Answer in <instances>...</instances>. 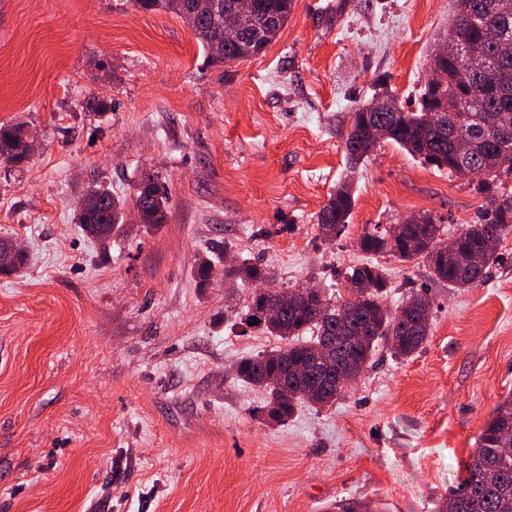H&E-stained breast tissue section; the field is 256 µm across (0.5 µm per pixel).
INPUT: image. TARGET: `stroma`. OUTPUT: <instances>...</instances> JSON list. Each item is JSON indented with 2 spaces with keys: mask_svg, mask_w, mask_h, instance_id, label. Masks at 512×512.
Instances as JSON below:
<instances>
[{
  "mask_svg": "<svg viewBox=\"0 0 512 512\" xmlns=\"http://www.w3.org/2000/svg\"><path fill=\"white\" fill-rule=\"evenodd\" d=\"M454 10L293 0L261 54L214 65L185 20L132 0H0V126L35 141L0 165V239L27 254L0 276V512H442L512 393V236L471 288L369 256L374 227L430 212L447 240L489 203L388 141L349 171L343 143L377 95L417 108ZM147 172L163 223L129 208L112 239L81 232L90 187L130 199ZM344 176L356 202L330 244L317 215ZM229 259L343 297L346 270L373 261L389 307L429 287L431 336L408 360L379 346L335 405L267 425L235 366L276 340L235 327L249 292L225 294ZM2 131L4 134H10L13 137H18L26 133L21 125H14L11 127L0 126V134ZM32 148L33 138L31 135L25 134L16 143H13L11 147L7 149H4L3 147L2 153H0V161L5 165L21 163L31 156Z\"/></svg>",
  "mask_w": 512,
  "mask_h": 512,
  "instance_id": "1",
  "label": "stroma"
}]
</instances>
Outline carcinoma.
Segmentation results:
<instances>
[{"instance_id":"carcinoma-1","label":"carcinoma","mask_w":512,"mask_h":512,"mask_svg":"<svg viewBox=\"0 0 512 512\" xmlns=\"http://www.w3.org/2000/svg\"><path fill=\"white\" fill-rule=\"evenodd\" d=\"M133 2L143 10L171 12L183 18L190 0ZM455 5L452 26L461 35L482 41L496 64L495 93L476 91L460 63L435 57L431 66L440 67L445 79L436 85L425 83L418 110L398 117L392 112H369L366 124L360 122L361 113H351L344 149L350 167H356L376 146L369 126L382 125L388 130L386 140L426 165L453 171L462 165L483 171L477 189L488 198L490 217L485 223L466 225L459 233L455 261L439 256L440 219L427 212L422 214L421 224H395L384 230L376 227L359 241L366 254L388 253L402 262L421 261L432 281L470 288L483 280L486 269L498 260L492 251L482 264L475 265L471 263L473 249L487 238L499 241L512 235V191L501 190L504 180L512 177V0H455ZM291 10L292 0H212L197 37L214 63L246 59L260 53L265 44L245 40L224 49L222 57L212 53L211 40L224 32V13L240 14L254 28L275 35ZM450 94L458 97L470 114L468 133L458 141L448 137V126L454 120L437 109L439 99ZM90 193L103 198V208L95 218L77 217V224L92 237L110 239L123 224L126 202L101 188H92ZM166 203L164 194L143 202L140 220L160 223ZM354 206L352 186L346 180L339 182L318 214L323 240L333 242L342 235ZM345 279L350 285L365 286L357 300H336L326 294L315 300L303 296L276 319L265 315L273 289L264 294L251 289L238 325L250 328L256 321L254 327L275 337L278 345L240 359L235 377L265 391L255 412L266 422L283 424L306 402L322 408L346 393L344 388L324 387L325 346H330L331 354L349 360L352 371L360 374L369 367L381 341L403 360L420 352L428 341L432 329L428 290L412 293L392 313L384 303L388 281L381 267L362 263L347 271ZM259 281L270 285L274 278L264 268L246 262L224 269L227 288ZM308 332L311 336L306 339ZM445 512H512V393L498 403L483 426Z\"/></svg>"}]
</instances>
